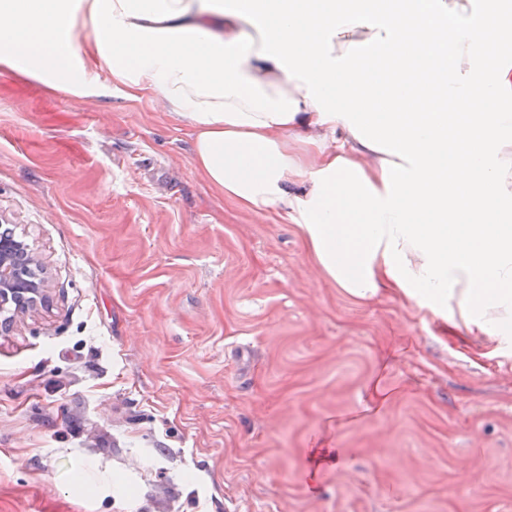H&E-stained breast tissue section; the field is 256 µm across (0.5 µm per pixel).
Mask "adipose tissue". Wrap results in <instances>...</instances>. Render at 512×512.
Listing matches in <instances>:
<instances>
[{"label": "adipose tissue", "mask_w": 512, "mask_h": 512, "mask_svg": "<svg viewBox=\"0 0 512 512\" xmlns=\"http://www.w3.org/2000/svg\"><path fill=\"white\" fill-rule=\"evenodd\" d=\"M323 6L314 26L303 0H0V69L82 95L96 60L190 124L202 179L295 224L345 295L389 291L472 339L512 338V65L480 78L478 50L484 30L512 41V0ZM400 50L442 62L440 97L355 67ZM477 99L458 130L476 149L449 166L444 105Z\"/></svg>", "instance_id": "obj_1"}]
</instances>
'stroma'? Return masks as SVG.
Returning a JSON list of instances; mask_svg holds the SVG:
<instances>
[{"label":"stroma","mask_w":512,"mask_h":512,"mask_svg":"<svg viewBox=\"0 0 512 512\" xmlns=\"http://www.w3.org/2000/svg\"><path fill=\"white\" fill-rule=\"evenodd\" d=\"M161 99L0 72V512H512V345L359 302L192 163ZM8 234V227L1 224L0 334L14 329L18 315L47 307L50 301L45 281L32 270V266H40L37 258L23 242Z\"/></svg>","instance_id":"obj_1"}]
</instances>
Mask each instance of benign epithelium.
I'll return each instance as SVG.
<instances>
[{
    "label": "benign epithelium",
    "instance_id": "benign-epithelium-1",
    "mask_svg": "<svg viewBox=\"0 0 512 512\" xmlns=\"http://www.w3.org/2000/svg\"><path fill=\"white\" fill-rule=\"evenodd\" d=\"M39 265L27 246L0 225V334L14 329L16 317L49 304L45 281L32 267Z\"/></svg>",
    "mask_w": 512,
    "mask_h": 512
}]
</instances>
